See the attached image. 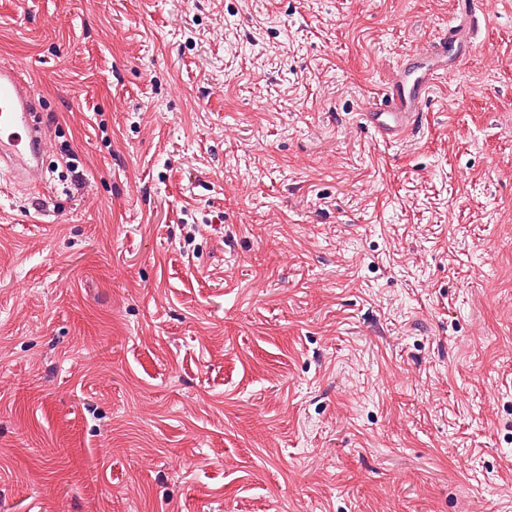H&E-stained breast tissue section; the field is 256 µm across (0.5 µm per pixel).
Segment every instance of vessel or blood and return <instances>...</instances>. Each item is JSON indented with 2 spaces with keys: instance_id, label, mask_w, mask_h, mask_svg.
<instances>
[{
  "instance_id": "1",
  "label": "vessel or blood",
  "mask_w": 512,
  "mask_h": 512,
  "mask_svg": "<svg viewBox=\"0 0 512 512\" xmlns=\"http://www.w3.org/2000/svg\"><path fill=\"white\" fill-rule=\"evenodd\" d=\"M454 3L455 15L447 29L406 56L381 101L366 112V123L383 141L421 134L430 93L452 77L461 57L472 52L482 28L477 0ZM47 136L34 85L17 67L0 65V165L33 191L45 184Z\"/></svg>"
}]
</instances>
